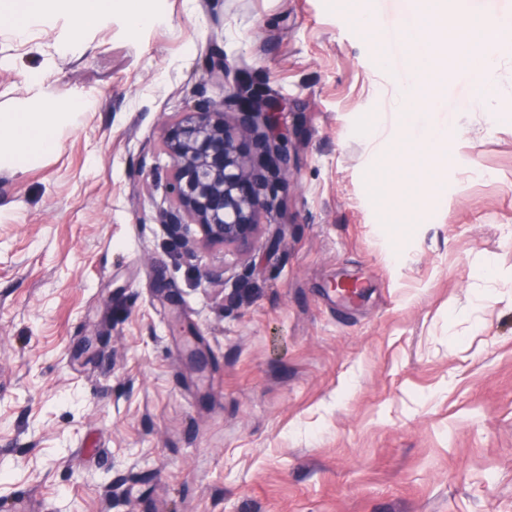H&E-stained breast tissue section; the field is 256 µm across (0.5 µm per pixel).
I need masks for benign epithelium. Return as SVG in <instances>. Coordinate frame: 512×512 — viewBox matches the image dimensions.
I'll list each match as a JSON object with an SVG mask.
<instances>
[{
    "label": "benign epithelium",
    "instance_id": "7a95c632",
    "mask_svg": "<svg viewBox=\"0 0 512 512\" xmlns=\"http://www.w3.org/2000/svg\"><path fill=\"white\" fill-rule=\"evenodd\" d=\"M226 72L224 52L212 51L203 62V80L222 82ZM227 103L234 107L230 120ZM227 103L202 99L164 121L173 203L159 218L188 254L195 245L249 248L261 229L260 213L279 203L276 180L290 169L280 133L282 102L242 80ZM192 224L197 237L188 234Z\"/></svg>",
    "mask_w": 512,
    "mask_h": 512
}]
</instances>
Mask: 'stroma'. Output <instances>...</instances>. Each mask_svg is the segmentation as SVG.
Here are the masks:
<instances>
[{
  "label": "stroma",
  "instance_id": "obj_1",
  "mask_svg": "<svg viewBox=\"0 0 512 512\" xmlns=\"http://www.w3.org/2000/svg\"><path fill=\"white\" fill-rule=\"evenodd\" d=\"M410 3L0 21V112L95 101L55 154L0 167V512L21 489L32 512H512V51L495 109L467 105L466 68L444 82L447 165L390 166L413 61L383 39ZM240 80L286 106L281 205L249 254L187 256L158 217L163 122ZM227 68L224 52L219 49L214 50L203 62V80L206 82H223Z\"/></svg>",
  "mask_w": 512,
  "mask_h": 512
}]
</instances>
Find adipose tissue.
<instances>
[{
    "mask_svg": "<svg viewBox=\"0 0 512 512\" xmlns=\"http://www.w3.org/2000/svg\"><path fill=\"white\" fill-rule=\"evenodd\" d=\"M118 14L134 27H147L157 20L145 10L142 0H0V15L11 21L15 37H23L30 22L49 21L67 16L73 32L96 26L105 16ZM512 43V27L494 21L472 31L458 46L453 60L462 63L478 59L474 71L480 92L476 105L486 107L495 98L493 73L502 52ZM448 58L444 46L427 44L415 56V69L410 84L398 95L397 105L405 123H412L418 109L433 108L435 96L421 97L420 88L430 80H446ZM91 101L80 100L54 105L33 103L14 112L0 113V166L23 169L33 162L51 156L59 145V130L70 117L89 110Z\"/></svg>",
    "mask_w": 512,
    "mask_h": 512,
    "instance_id": "ef3b65f1",
    "label": "adipose tissue"
}]
</instances>
